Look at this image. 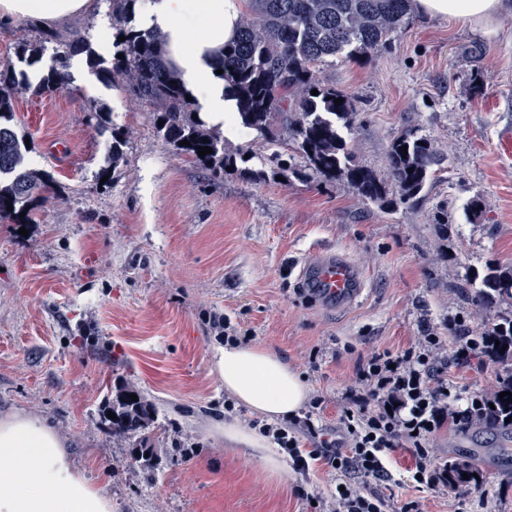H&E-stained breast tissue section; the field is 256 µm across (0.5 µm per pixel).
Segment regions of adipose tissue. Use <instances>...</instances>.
I'll list each match as a JSON object with an SVG mask.
<instances>
[{
	"instance_id": "ef3b65f1",
	"label": "adipose tissue",
	"mask_w": 512,
	"mask_h": 512,
	"mask_svg": "<svg viewBox=\"0 0 512 512\" xmlns=\"http://www.w3.org/2000/svg\"><path fill=\"white\" fill-rule=\"evenodd\" d=\"M90 0H0V21L29 18L46 25L83 13ZM242 0H140L135 26L164 34V49L198 112L231 127L238 111L231 85L219 75L218 55L236 36ZM420 15L447 19L489 34L512 0H411ZM216 368L225 391L269 420L303 407L307 387L278 354L256 346L224 345ZM0 512H112V502L76 469L48 421L28 414L0 417Z\"/></svg>"
}]
</instances>
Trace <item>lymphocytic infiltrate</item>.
I'll use <instances>...</instances> for the list:
<instances>
[{
    "label": "lymphocytic infiltrate",
    "instance_id": "1",
    "mask_svg": "<svg viewBox=\"0 0 512 512\" xmlns=\"http://www.w3.org/2000/svg\"><path fill=\"white\" fill-rule=\"evenodd\" d=\"M425 342L422 350L375 354L359 370L360 389L350 394L341 417L347 445L323 450L324 458L336 464L339 472L387 477L390 455L398 440L405 439L413 447L410 473L416 486L447 485V465L435 464L425 443L446 419L470 420L489 400L474 394L466 397L464 406L449 407L448 381L440 377L429 355L430 348L442 344L443 339L433 334Z\"/></svg>",
    "mask_w": 512,
    "mask_h": 512
}]
</instances>
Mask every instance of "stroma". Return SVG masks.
Returning a JSON list of instances; mask_svg holds the SVG:
<instances>
[{
	"mask_svg": "<svg viewBox=\"0 0 512 512\" xmlns=\"http://www.w3.org/2000/svg\"><path fill=\"white\" fill-rule=\"evenodd\" d=\"M485 35L408 13L388 48L363 64L337 62L319 74L354 104L344 136L357 162L384 173L392 142L414 130L445 162L420 197L383 209L343 182L260 180L228 169L213 175L178 156L154 129V107L121 75L88 93L77 82L34 93L61 41L117 34L112 0L88 15L43 26L0 25V69L24 73L29 91L13 122L30 147L26 166L54 184L25 227L0 222V415L48 420L112 512H319L342 479L381 497L385 512H512V458L496 427L446 421L426 446L435 463L476 462L481 487L457 491L409 482L407 444L388 479L341 476L325 460L272 473L254 449L229 442V423L252 430L257 415L229 399L214 355L227 317L248 344L277 352L299 373L308 399L288 427L302 447L310 427L342 438L340 414L356 373L372 355L445 337L434 353L463 394H492L502 364L453 360L449 319L479 333L512 318V301H471L467 279L488 265L512 269V13ZM40 50L35 62L23 46ZM110 112L126 138L124 157L100 180L109 133L93 110ZM480 197L472 214L468 204ZM448 216V234L436 220ZM344 253L362 272L355 304L308 294L295 264L314 250ZM131 384L156 408L147 446L159 462L135 463L138 437L115 436L102 409Z\"/></svg>",
	"mask_w": 512,
	"mask_h": 512,
	"instance_id": "stroma-1",
	"label": "stroma"
}]
</instances>
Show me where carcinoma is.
Segmentation results:
<instances>
[{
	"label": "carcinoma",
	"instance_id": "cac0c4a2",
	"mask_svg": "<svg viewBox=\"0 0 512 512\" xmlns=\"http://www.w3.org/2000/svg\"><path fill=\"white\" fill-rule=\"evenodd\" d=\"M410 0H247L249 14L239 24L237 39L224 46L223 77L234 87L242 127L271 144L290 142L302 159L294 166L273 152L269 175L284 178L315 176L324 181L341 180L360 196L386 207L407 202L424 190L444 158L423 137L406 132L388 151L387 173L378 175L357 163L341 134L351 124L353 104L341 92L319 84L321 65L338 59L361 63L368 53L387 46L391 36L405 24ZM116 43L123 58H114L112 68L100 67V60L88 52L91 67L104 77L113 72L126 75L136 94L155 106L157 134L179 156H185L218 174L244 159L247 152H228L225 139L197 114L186 99L179 75L168 66L154 32L129 31ZM86 49L80 41H65L56 52L55 65L37 91H52L67 84V62ZM27 88L16 73L0 70V220L17 224L32 221L36 193L53 182L52 175L26 168L27 147L10 124L13 93ZM318 94H312V90ZM343 99L337 105L334 100ZM186 140L190 145H180ZM124 135L112 131L106 166L109 172L122 158ZM212 148L199 157L198 148ZM412 172H407V169ZM24 217H19V214ZM497 299H512V271L490 265L474 291L472 301L484 305ZM500 342L507 349H492L498 360L512 361V320L492 329L490 344ZM512 393V370L501 378L490 400L494 408L480 416L482 422L512 428V402L499 398ZM138 400L133 401L129 395ZM153 407L143 393L125 385L103 409L104 423L115 435L145 434L153 421ZM113 412L112 420L106 413ZM468 474L463 478L462 474ZM477 465L464 461L448 463V487L465 489L476 483Z\"/></svg>",
	"mask_w": 512,
	"mask_h": 512
}]
</instances>
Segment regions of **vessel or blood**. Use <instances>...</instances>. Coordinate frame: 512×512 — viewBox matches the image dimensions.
<instances>
[{
  "label": "vessel or blood",
  "instance_id": "obj_1",
  "mask_svg": "<svg viewBox=\"0 0 512 512\" xmlns=\"http://www.w3.org/2000/svg\"><path fill=\"white\" fill-rule=\"evenodd\" d=\"M299 276L340 304L354 303L362 294V276L349 259L322 251L302 264Z\"/></svg>",
  "mask_w": 512,
  "mask_h": 512
}]
</instances>
